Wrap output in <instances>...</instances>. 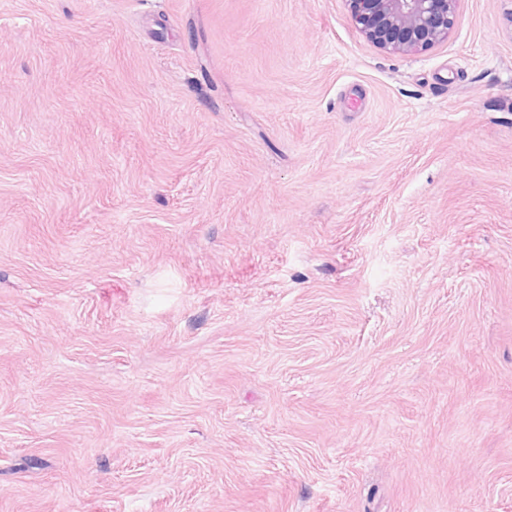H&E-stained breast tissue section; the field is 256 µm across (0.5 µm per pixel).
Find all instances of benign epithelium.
Segmentation results:
<instances>
[{
	"mask_svg": "<svg viewBox=\"0 0 512 512\" xmlns=\"http://www.w3.org/2000/svg\"><path fill=\"white\" fill-rule=\"evenodd\" d=\"M352 20L380 49L412 54L446 40L458 0H347Z\"/></svg>",
	"mask_w": 512,
	"mask_h": 512,
	"instance_id": "1",
	"label": "benign epithelium"
}]
</instances>
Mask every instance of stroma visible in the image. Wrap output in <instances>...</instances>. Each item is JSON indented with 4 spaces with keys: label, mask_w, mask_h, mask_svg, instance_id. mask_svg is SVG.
Returning a JSON list of instances; mask_svg holds the SVG:
<instances>
[{
    "label": "stroma",
    "mask_w": 512,
    "mask_h": 512,
    "mask_svg": "<svg viewBox=\"0 0 512 512\" xmlns=\"http://www.w3.org/2000/svg\"><path fill=\"white\" fill-rule=\"evenodd\" d=\"M0 512H512V0H0ZM352 20L380 49L412 54L446 40L458 0H346Z\"/></svg>",
    "instance_id": "stroma-1"
}]
</instances>
